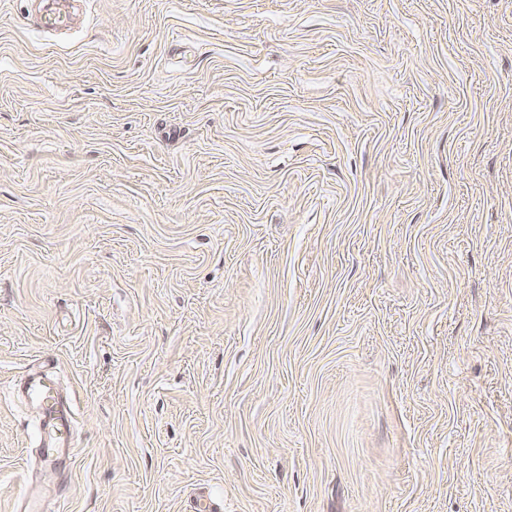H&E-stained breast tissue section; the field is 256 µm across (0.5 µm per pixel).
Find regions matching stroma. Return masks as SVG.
Returning a JSON list of instances; mask_svg holds the SVG:
<instances>
[{"label": "stroma", "instance_id": "1", "mask_svg": "<svg viewBox=\"0 0 512 512\" xmlns=\"http://www.w3.org/2000/svg\"><path fill=\"white\" fill-rule=\"evenodd\" d=\"M0 0V512H512V0ZM56 378L36 463L16 387ZM80 0H36L44 4V12L39 15L38 23L44 28L63 32L70 29L72 4ZM25 396L39 416L43 461L51 462L72 442L75 428L73 405L70 401H62L55 383L47 375H28Z\"/></svg>", "mask_w": 512, "mask_h": 512}]
</instances>
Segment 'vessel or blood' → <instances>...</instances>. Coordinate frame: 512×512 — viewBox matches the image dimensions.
Here are the masks:
<instances>
[{
    "instance_id": "vessel-or-blood-1",
    "label": "vessel or blood",
    "mask_w": 512,
    "mask_h": 512,
    "mask_svg": "<svg viewBox=\"0 0 512 512\" xmlns=\"http://www.w3.org/2000/svg\"><path fill=\"white\" fill-rule=\"evenodd\" d=\"M45 9L38 17L44 28L63 32L71 25V8L74 0H41ZM25 396L39 416L40 441L44 448V461H53L56 454L68 448L75 428L71 402L62 401L55 383L45 375L28 376Z\"/></svg>"
}]
</instances>
